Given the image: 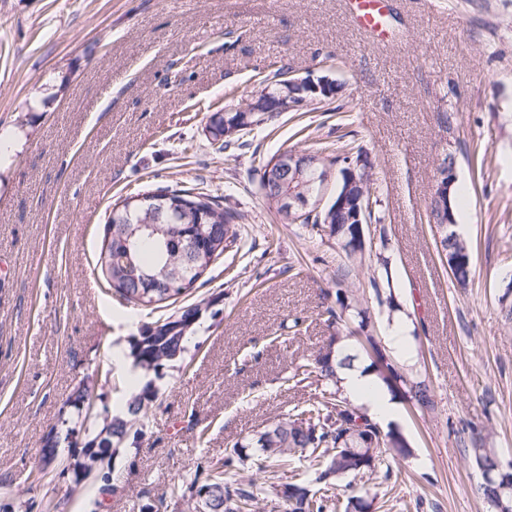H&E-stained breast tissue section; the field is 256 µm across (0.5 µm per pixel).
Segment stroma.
Returning <instances> with one entry per match:
<instances>
[{
  "mask_svg": "<svg viewBox=\"0 0 512 512\" xmlns=\"http://www.w3.org/2000/svg\"><path fill=\"white\" fill-rule=\"evenodd\" d=\"M389 41H368L342 0H0V512H189L174 484L217 463L317 396L283 383L293 360L334 330L321 311L342 265L336 242L283 223L263 204L261 161L335 144L336 115L307 101L215 152L211 112L245 108L269 62L337 84L339 102L382 184L386 238H373L347 287L367 289L388 257L394 307L372 306L369 329L410 325L404 368L427 372L437 415L397 401L412 457L392 461L379 512H494L477 493L462 427H477L512 463V322L499 300L512 282V0H395ZM330 51L345 63L318 65ZM457 113L454 135L439 113ZM492 163L456 166L465 205L457 231L475 254L473 286L456 287L423 215L449 138ZM159 186L196 188L236 210L249 236L177 302L120 300L97 266L114 203ZM207 303L181 358L146 370L156 399L143 432L84 475L81 449L48 437L102 423L131 396L113 362L142 324ZM298 331H291L293 320ZM93 397L91 414L70 397Z\"/></svg>",
  "mask_w": 512,
  "mask_h": 512,
  "instance_id": "stroma-1",
  "label": "stroma"
}]
</instances>
